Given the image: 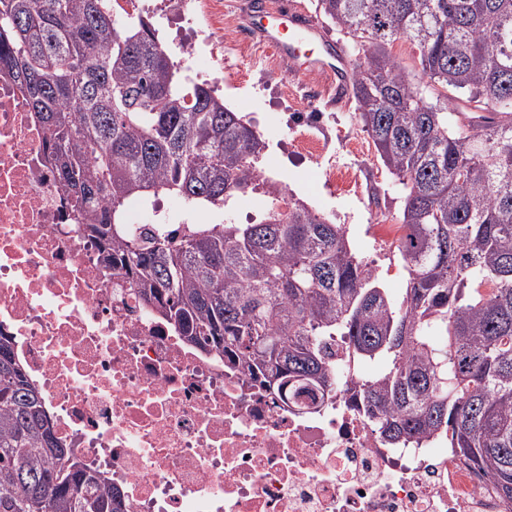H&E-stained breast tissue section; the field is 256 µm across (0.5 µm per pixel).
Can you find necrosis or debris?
Masks as SVG:
<instances>
[{
  "mask_svg": "<svg viewBox=\"0 0 512 512\" xmlns=\"http://www.w3.org/2000/svg\"><path fill=\"white\" fill-rule=\"evenodd\" d=\"M203 15L262 75L282 59L245 37L226 0H169ZM328 183L361 184L298 130ZM44 132L0 69V335L42 392L57 436L128 512H512V499L430 438L388 448L346 393L312 403L265 391L219 353L186 342L146 306L74 219L45 161Z\"/></svg>",
  "mask_w": 512,
  "mask_h": 512,
  "instance_id": "1",
  "label": "necrosis or debris"
}]
</instances>
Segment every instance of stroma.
<instances>
[{
    "label": "stroma",
    "instance_id": "35a3bbf8",
    "mask_svg": "<svg viewBox=\"0 0 512 512\" xmlns=\"http://www.w3.org/2000/svg\"><path fill=\"white\" fill-rule=\"evenodd\" d=\"M163 0H141V13L157 22L158 32L170 52H177L179 39L204 32L208 44L197 57V66L210 74L224 92V103L253 120L266 143L260 161L262 171L282 181L290 193L335 224L346 225L351 246L377 271L379 282L393 297H400L406 286V272L397 252L380 247L369 233L370 224L399 212L403 191L398 181L380 162L374 146L352 117L351 109L318 104L321 123L331 129H344L353 138L361 155L358 159L365 189L349 193L325 183L318 166L295 147V115L285 94L288 74L260 78L253 63L222 50L217 32L205 29L203 22L186 23L178 17L161 19Z\"/></svg>",
    "mask_w": 512,
    "mask_h": 512
}]
</instances>
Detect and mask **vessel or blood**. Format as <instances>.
<instances>
[{
  "mask_svg": "<svg viewBox=\"0 0 512 512\" xmlns=\"http://www.w3.org/2000/svg\"><path fill=\"white\" fill-rule=\"evenodd\" d=\"M254 4H247L244 21L248 35L259 43L274 48L287 62L291 73H326L333 77L337 87H344L350 63L342 47L330 43L318 23L284 6L277 10L265 9L263 19H256ZM318 46L315 54H303V47Z\"/></svg>",
  "mask_w": 512,
  "mask_h": 512,
  "instance_id": "vessel-or-blood-1",
  "label": "vessel or blood"
}]
</instances>
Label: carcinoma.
Listing matches in <instances>:
<instances>
[{
    "instance_id": "1",
    "label": "carcinoma",
    "mask_w": 512,
    "mask_h": 512,
    "mask_svg": "<svg viewBox=\"0 0 512 512\" xmlns=\"http://www.w3.org/2000/svg\"><path fill=\"white\" fill-rule=\"evenodd\" d=\"M357 51L354 119L404 191L398 301L342 225L259 177L265 142L206 81L187 82L156 29L110 0H0V66L44 129L73 216L112 246L184 339L272 393L337 390L322 341L378 366L356 390L389 448L448 447L512 498V0H315ZM400 39L418 71L392 57ZM263 186L274 206L229 217ZM155 211L139 236L128 210ZM208 213L211 219L200 221ZM0 512H127L55 434L0 335Z\"/></svg>"
}]
</instances>
